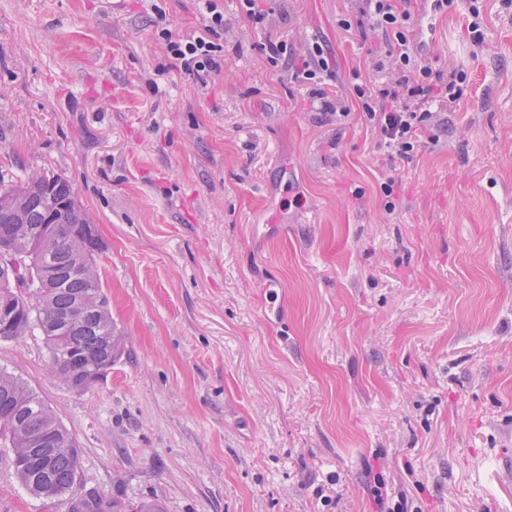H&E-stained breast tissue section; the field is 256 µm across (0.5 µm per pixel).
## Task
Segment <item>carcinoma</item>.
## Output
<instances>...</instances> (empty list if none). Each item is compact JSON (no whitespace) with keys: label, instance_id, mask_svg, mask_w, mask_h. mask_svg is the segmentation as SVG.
I'll use <instances>...</instances> for the list:
<instances>
[{"label":"carcinoma","instance_id":"1","mask_svg":"<svg viewBox=\"0 0 512 512\" xmlns=\"http://www.w3.org/2000/svg\"><path fill=\"white\" fill-rule=\"evenodd\" d=\"M22 196L23 210L20 223L26 225L34 243L25 247L22 264L28 274L26 287L19 289L23 298L18 325L23 334L34 329L41 331L49 354L62 355L74 374L80 378L90 376L101 368H112L106 339L112 337V346H122V337L112 327L108 300L103 293L96 267L88 271L79 269L81 262L71 249V238L81 233L83 225L91 223L88 213L75 203L70 184L58 176H45L38 182L28 179L11 184L0 179V200ZM46 224L54 225L52 238L45 243L39 234ZM57 268L62 275L53 287L42 291L38 287L40 272ZM77 297L85 298L87 309L82 313V332L78 336H63L51 327L55 311L64 309ZM10 384L22 392L26 407L17 411L0 402V443L6 448L19 449L18 429H30L44 418L53 416L43 400L26 384L8 372L0 370V386ZM80 448L71 442L54 457L51 478L55 499L66 504L75 496L73 475L78 469ZM112 512H164L156 500H144L129 509L118 498H112Z\"/></svg>","mask_w":512,"mask_h":512}]
</instances>
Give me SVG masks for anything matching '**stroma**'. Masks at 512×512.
Wrapping results in <instances>:
<instances>
[{"label":"stroma","instance_id":"1","mask_svg":"<svg viewBox=\"0 0 512 512\" xmlns=\"http://www.w3.org/2000/svg\"><path fill=\"white\" fill-rule=\"evenodd\" d=\"M218 4L198 78L157 34L200 33L197 0H0V178L71 183L124 339L84 391L36 331L0 368L77 442V489L131 506L376 512L378 486L405 512H512V12L480 0L479 48L465 0L432 13L424 52L464 97L403 160L262 49L321 46L332 98L391 81L358 0H270L263 28ZM10 457L0 512H67Z\"/></svg>","mask_w":512,"mask_h":512}]
</instances>
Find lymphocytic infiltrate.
<instances>
[{
    "instance_id": "1",
    "label": "lymphocytic infiltrate",
    "mask_w": 512,
    "mask_h": 512,
    "mask_svg": "<svg viewBox=\"0 0 512 512\" xmlns=\"http://www.w3.org/2000/svg\"><path fill=\"white\" fill-rule=\"evenodd\" d=\"M360 12L371 31L387 43L399 80L392 84L370 86L367 82L353 84L351 101L392 154L403 160L414 157L421 145L422 133L433 118L430 105L436 97L446 98L449 106L459 105L466 76L463 71H442L427 62L422 48L415 41L410 0H361ZM207 24L203 33L172 38L162 30L169 49L185 73L197 75L220 69L217 60L219 45L213 37L224 27V12L217 0H205ZM329 72V62L322 52H314L303 62L298 78L310 85L311 94L321 110L334 114L342 108L341 101L329 99L322 84Z\"/></svg>"
}]
</instances>
